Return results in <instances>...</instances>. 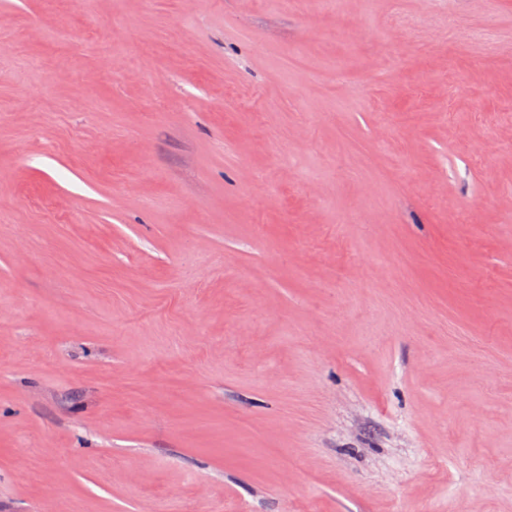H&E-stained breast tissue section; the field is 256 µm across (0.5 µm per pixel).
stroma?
Listing matches in <instances>:
<instances>
[{
    "mask_svg": "<svg viewBox=\"0 0 512 512\" xmlns=\"http://www.w3.org/2000/svg\"><path fill=\"white\" fill-rule=\"evenodd\" d=\"M318 10L0 0V512H512V0Z\"/></svg>",
    "mask_w": 512,
    "mask_h": 512,
    "instance_id": "obj_1",
    "label": "stroma"
}]
</instances>
